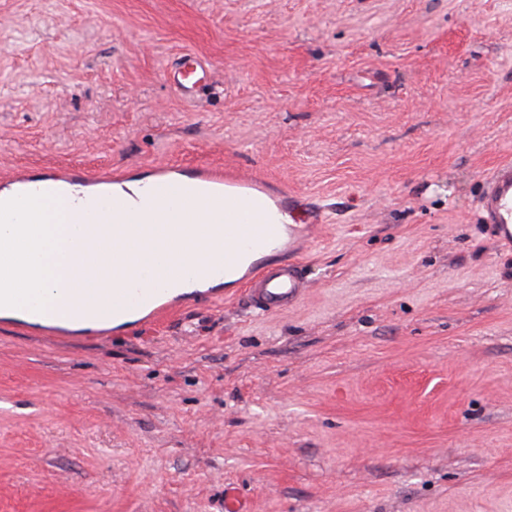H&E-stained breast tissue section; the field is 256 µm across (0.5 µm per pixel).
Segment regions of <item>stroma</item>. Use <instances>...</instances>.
<instances>
[{"label": "stroma", "instance_id": "obj_1", "mask_svg": "<svg viewBox=\"0 0 512 512\" xmlns=\"http://www.w3.org/2000/svg\"><path fill=\"white\" fill-rule=\"evenodd\" d=\"M508 160L512 0H0V189L223 166L324 217L277 313L0 320V512H512ZM477 210L483 224H493L504 244L512 243V163L496 166L487 176ZM83 176L80 173H72L68 175V178L63 175H59L56 173H48L41 176L39 179H30L26 175H18L16 177V182L22 184V188L15 196L12 198L24 195L31 194L34 191H37L40 194H49L55 195L60 188V181L68 180V181H76L83 180Z\"/></svg>", "mask_w": 512, "mask_h": 512}]
</instances>
